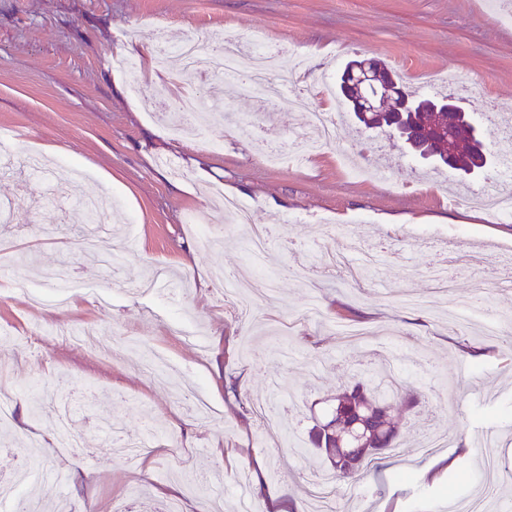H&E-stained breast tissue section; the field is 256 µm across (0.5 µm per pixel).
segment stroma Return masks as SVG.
<instances>
[{
    "label": "stroma",
    "mask_w": 512,
    "mask_h": 512,
    "mask_svg": "<svg viewBox=\"0 0 512 512\" xmlns=\"http://www.w3.org/2000/svg\"><path fill=\"white\" fill-rule=\"evenodd\" d=\"M511 10L495 0H0V133L12 148L0 240L13 246L0 382L16 391L13 421L0 428V491L34 461L50 512H170L177 497L184 512H240L245 498L271 512L262 483L306 510L319 469L289 441H306L327 397L386 356L404 391L392 402L404 445L342 488L338 512H448L476 482L499 486L500 512H512V483L475 443L488 431L512 442V327L490 336L480 326L512 317V282L475 266L455 271V292L431 281L443 254L512 264V222H494L473 199L489 185L512 192V181L492 170L466 185L423 169L386 135L355 132L343 111L335 143L309 162L268 165L260 137L236 132L233 118L298 132L335 101L261 114L234 81L179 83L146 54L154 29L175 47L193 34L229 45L261 26L306 58L314 84L337 81L366 52L408 85L492 113L483 130L497 153L512 148ZM216 86L220 115L203 136L173 134L168 98ZM56 183L106 202L110 226L96 245L82 234L83 210L44 204ZM228 196L252 223L281 230L262 268L275 291L249 309L212 276L249 269L248 233L224 217ZM359 242L378 247L364 287L318 272L322 248ZM102 246L116 253L113 267L99 262ZM58 268L68 301L32 303L43 272ZM116 277L123 290L111 288ZM459 294L476 321L449 319ZM313 299L323 321L306 316ZM77 326L119 333L127 353L74 347L65 332ZM145 351L162 357L156 373L143 368ZM228 375L237 394L224 390ZM257 397L278 440L264 436ZM149 432L151 457L118 452L117 438Z\"/></svg>",
    "instance_id": "35a3bbf8"
}]
</instances>
